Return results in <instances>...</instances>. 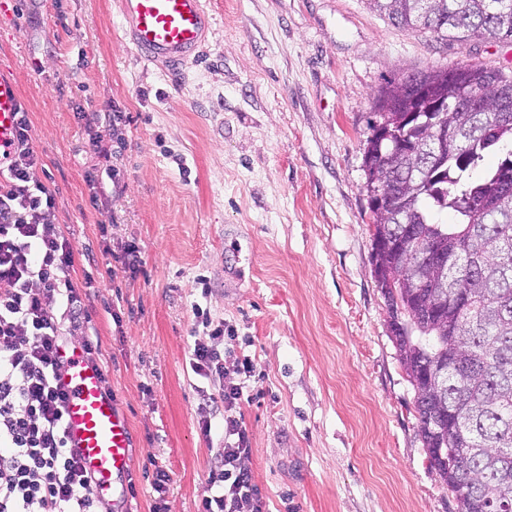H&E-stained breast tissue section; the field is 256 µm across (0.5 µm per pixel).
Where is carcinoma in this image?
<instances>
[{
	"label": "carcinoma",
	"mask_w": 512,
	"mask_h": 512,
	"mask_svg": "<svg viewBox=\"0 0 512 512\" xmlns=\"http://www.w3.org/2000/svg\"><path fill=\"white\" fill-rule=\"evenodd\" d=\"M370 10L398 27L448 33L464 41L477 34L512 42V0H366ZM419 72L391 82L376 101V116L419 153L389 161L397 169L422 170L419 184L403 192L395 212L375 215L374 237H391L399 222L420 234L399 252L378 256L385 276L375 278L389 306L400 362L415 392L419 435L428 461L455 493L457 512H512V192H500L504 171L512 172V79L480 64ZM425 80L440 99L472 101L476 108L448 113L456 129L454 147L428 162L423 115L405 92L409 81ZM494 153V168L475 170ZM451 210L457 222L440 214ZM459 252L448 288H412L407 267L426 243ZM457 357L458 374L438 389L422 370Z\"/></svg>",
	"instance_id": "1"
}]
</instances>
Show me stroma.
Listing matches in <instances>:
<instances>
[{
    "mask_svg": "<svg viewBox=\"0 0 512 512\" xmlns=\"http://www.w3.org/2000/svg\"><path fill=\"white\" fill-rule=\"evenodd\" d=\"M206 5L200 52L170 68L132 44L118 0H0L32 181L56 191L67 275L132 429L123 512H196L217 462L222 421L199 426L211 383L188 363L197 303L256 365L246 464L269 512H457L373 275L363 150L387 82L466 63L512 76V42L405 31L365 0ZM132 244L138 270L108 278Z\"/></svg>",
    "mask_w": 512,
    "mask_h": 512,
    "instance_id": "stroma-1",
    "label": "stroma"
}]
</instances>
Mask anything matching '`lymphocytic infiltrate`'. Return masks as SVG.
Listing matches in <instances>:
<instances>
[{"mask_svg":"<svg viewBox=\"0 0 512 512\" xmlns=\"http://www.w3.org/2000/svg\"><path fill=\"white\" fill-rule=\"evenodd\" d=\"M30 121L19 112L16 142L0 182V512H102L91 478L68 450L62 429L65 396L54 385L65 337H78L88 358L100 353L66 271L74 249L61 225L48 221L56 194L31 186L38 157ZM202 328L190 349L193 372L218 382L224 404L221 463L208 474L198 512H264L266 504L244 460L250 438L242 425L243 383L251 358L238 359L236 379L224 372L223 322L194 307Z\"/></svg>","mask_w":512,"mask_h":512,"instance_id":"1","label":"lymphocytic infiltrate"}]
</instances>
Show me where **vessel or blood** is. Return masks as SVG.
I'll return each mask as SVG.
<instances>
[{"instance_id": "b4317fda", "label": "vessel or blood", "mask_w": 512, "mask_h": 512, "mask_svg": "<svg viewBox=\"0 0 512 512\" xmlns=\"http://www.w3.org/2000/svg\"><path fill=\"white\" fill-rule=\"evenodd\" d=\"M119 7L132 42L152 61L183 65L205 41L209 26L205 0H119ZM21 106L14 81L0 75V154L16 141ZM59 359L57 384L66 395V445L92 475L93 493L102 497L129 470L131 426L103 389L104 367L88 361L79 343L61 348Z\"/></svg>"}]
</instances>
